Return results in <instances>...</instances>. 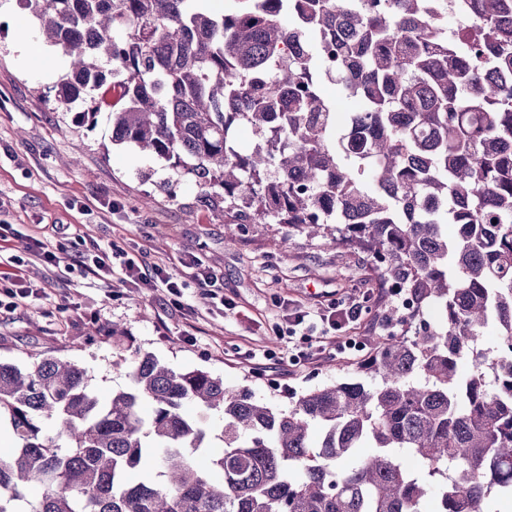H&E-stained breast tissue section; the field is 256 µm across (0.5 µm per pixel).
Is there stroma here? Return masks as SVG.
I'll return each instance as SVG.
<instances>
[{"label":"stroma","mask_w":512,"mask_h":512,"mask_svg":"<svg viewBox=\"0 0 512 512\" xmlns=\"http://www.w3.org/2000/svg\"><path fill=\"white\" fill-rule=\"evenodd\" d=\"M65 67L22 0H0V233L3 250L28 238L75 254L97 247L138 250L146 263L187 276L197 258L227 309L190 284L184 309L163 288H131L85 278L78 266L48 271L26 256L23 274L39 297L0 309V362L28 368L31 352L84 368L101 401L128 386L118 357L149 353L178 372L199 369L247 387L275 408L355 375L376 353L377 336L396 331L381 274L352 248L308 246L284 224L242 225L235 243L198 198L194 179L131 144L112 141L108 112L82 119L59 105ZM354 298L359 324L326 337L321 355L296 362L298 337L275 335L288 310H322ZM353 341L345 349V341Z\"/></svg>","instance_id":"1"}]
</instances>
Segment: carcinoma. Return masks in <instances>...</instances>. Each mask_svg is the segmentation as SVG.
Listing matches in <instances>:
<instances>
[{
	"label": "carcinoma",
	"instance_id": "1",
	"mask_svg": "<svg viewBox=\"0 0 512 512\" xmlns=\"http://www.w3.org/2000/svg\"><path fill=\"white\" fill-rule=\"evenodd\" d=\"M467 3L476 27L450 40L431 0H24L66 58L58 103L89 119L109 107L114 141L221 198L226 242L240 224H286L311 247L356 248L420 326L361 368L375 383L336 381L287 410L150 354L107 406L75 364L0 363L17 439L0 455V512L33 486L30 512H423L436 479L439 512L512 494V83L491 80L512 73V0ZM241 125L262 144L241 149ZM490 321L500 343L479 363ZM145 456L157 477L129 482Z\"/></svg>",
	"mask_w": 512,
	"mask_h": 512
}]
</instances>
